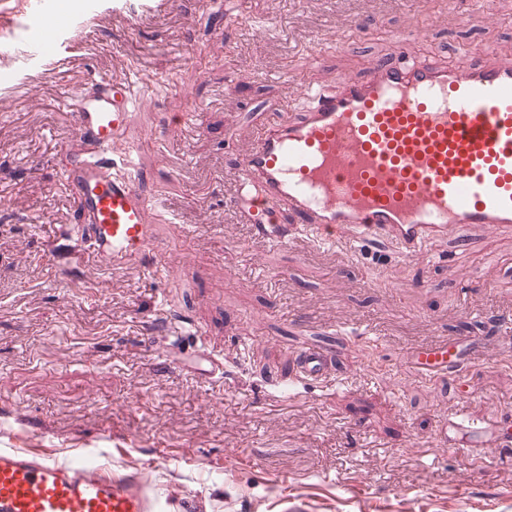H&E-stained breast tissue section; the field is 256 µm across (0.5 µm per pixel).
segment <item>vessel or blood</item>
Masks as SVG:
<instances>
[{"label":"vessel or blood","instance_id":"b4317fda","mask_svg":"<svg viewBox=\"0 0 512 512\" xmlns=\"http://www.w3.org/2000/svg\"><path fill=\"white\" fill-rule=\"evenodd\" d=\"M291 121H270L253 133L239 166L233 205L257 239L288 236L275 205L310 228L320 243L342 233L362 242L394 240L408 258L429 238L457 224L512 227V61L476 63L464 72L427 61L376 63L360 79L339 78L332 92L312 91ZM79 140L98 153H79L63 170L84 222L74 248L92 266L158 272L151 206L130 173L116 174L101 151L122 140L133 99L119 78L100 79L74 100ZM184 363L207 376L224 359L204 347L174 342ZM474 346L467 341L414 350L409 365L437 379L460 372ZM292 364L306 379L332 377L327 350L307 347ZM440 442L465 438L491 448L499 427L449 418ZM142 471L118 473L77 457L61 461L27 448H0V512H156Z\"/></svg>","mask_w":512,"mask_h":512}]
</instances>
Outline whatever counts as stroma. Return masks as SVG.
Listing matches in <instances>:
<instances>
[{"mask_svg": "<svg viewBox=\"0 0 512 512\" xmlns=\"http://www.w3.org/2000/svg\"><path fill=\"white\" fill-rule=\"evenodd\" d=\"M47 32L60 60L33 53ZM401 55L512 59V0H0V448L139 467L205 512H512V445L434 438L451 415L512 420V232L460 224L411 260L385 239L261 242L230 205L251 128ZM108 77L133 87L111 158L152 202L160 277L86 269L65 235L82 213L63 103ZM163 307L223 375L176 367ZM446 337L480 346L421 382L409 352ZM303 346L331 354L334 381L290 376Z\"/></svg>", "mask_w": 512, "mask_h": 512, "instance_id": "stroma-1", "label": "stroma"}]
</instances>
